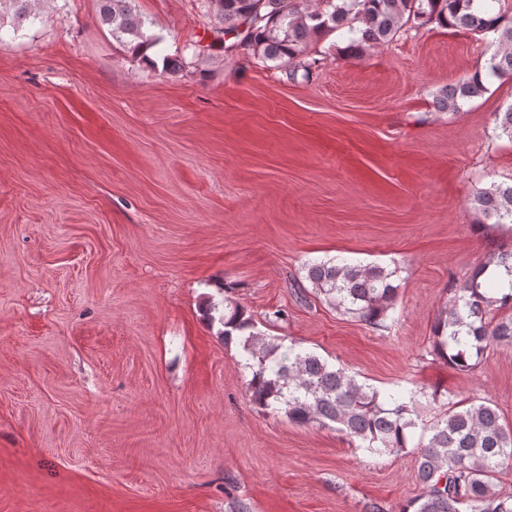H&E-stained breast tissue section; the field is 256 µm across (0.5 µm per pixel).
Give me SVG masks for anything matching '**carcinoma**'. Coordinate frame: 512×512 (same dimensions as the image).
Wrapping results in <instances>:
<instances>
[{"label":"carcinoma","instance_id":"obj_1","mask_svg":"<svg viewBox=\"0 0 512 512\" xmlns=\"http://www.w3.org/2000/svg\"><path fill=\"white\" fill-rule=\"evenodd\" d=\"M43 0H0V22L43 20ZM218 26L210 47L234 50L245 39L248 53L296 76L309 42L322 34L349 28L353 34L345 53L363 56L366 49L391 42L404 26L435 23L452 33L492 32L497 48L488 60L487 76H512V14L498 7L500 0H202ZM99 20L112 39L136 57L147 58L161 38L149 32V21L138 14L133 0H101ZM359 23L353 28L351 22ZM486 91L485 81L473 75L445 86L434 101L440 112L457 113L463 104ZM473 210L487 221L512 224V185L493 184L477 191ZM512 274V250L492 252L487 262L455 285L448 308L439 315L433 352L461 370L477 368L493 345L512 346V291L490 296L496 284L478 278L491 265ZM396 271L346 260L313 261L307 278L315 292L337 310L374 326L382 325L394 309ZM509 309L497 320L491 311ZM224 343L238 340L243 351L250 401L273 414L306 425L333 423L350 440H359L371 453L399 455L406 451L418 425L417 394L382 395L380 390L344 369L330 364L297 342L268 338L255 331L246 311L225 301L220 316ZM428 442L417 451V474L424 491L400 512H512V497L495 491L498 476L512 470V430L499 423L489 401L454 403L427 427Z\"/></svg>","mask_w":512,"mask_h":512}]
</instances>
